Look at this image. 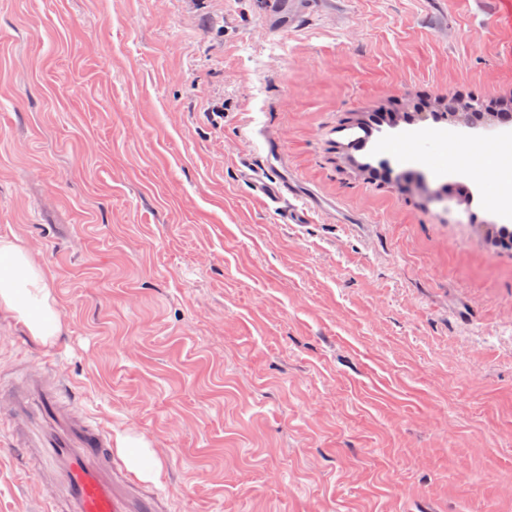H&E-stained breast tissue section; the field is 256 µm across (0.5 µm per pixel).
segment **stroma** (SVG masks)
<instances>
[{
	"label": "stroma",
	"instance_id": "obj_1",
	"mask_svg": "<svg viewBox=\"0 0 512 512\" xmlns=\"http://www.w3.org/2000/svg\"><path fill=\"white\" fill-rule=\"evenodd\" d=\"M467 95L512 100V0H0V238L60 319L0 311V369L54 373L157 512H512V254L474 233L512 174L430 120L347 146ZM43 487L0 429V512ZM312 0H269L268 16L279 24L288 22L290 27L296 19L295 4ZM128 463L132 470L144 476H151L155 471L148 448H140L129 438L124 439ZM136 445V446H135Z\"/></svg>",
	"mask_w": 512,
	"mask_h": 512
}]
</instances>
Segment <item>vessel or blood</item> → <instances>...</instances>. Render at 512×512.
<instances>
[{"label": "vessel or blood", "instance_id": "b4317fda", "mask_svg": "<svg viewBox=\"0 0 512 512\" xmlns=\"http://www.w3.org/2000/svg\"><path fill=\"white\" fill-rule=\"evenodd\" d=\"M8 400L12 434L31 449L33 464L57 462L55 478L45 483L57 512H143L113 490L110 434L65 399L50 376L26 374Z\"/></svg>", "mask_w": 512, "mask_h": 512}]
</instances>
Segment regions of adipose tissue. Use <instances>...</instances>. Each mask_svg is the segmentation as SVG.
<instances>
[{"label":"adipose tissue","mask_w":512,"mask_h":512,"mask_svg":"<svg viewBox=\"0 0 512 512\" xmlns=\"http://www.w3.org/2000/svg\"><path fill=\"white\" fill-rule=\"evenodd\" d=\"M0 309L43 343H51L58 331L56 301L44 271L6 238L0 239Z\"/></svg>","instance_id":"1"}]
</instances>
